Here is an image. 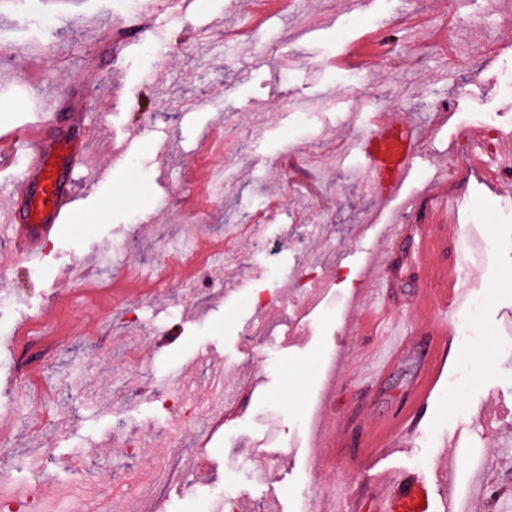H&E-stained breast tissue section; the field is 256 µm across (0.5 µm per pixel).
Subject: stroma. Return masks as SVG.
<instances>
[{"instance_id": "35a3bbf8", "label": "stroma", "mask_w": 512, "mask_h": 512, "mask_svg": "<svg viewBox=\"0 0 512 512\" xmlns=\"http://www.w3.org/2000/svg\"><path fill=\"white\" fill-rule=\"evenodd\" d=\"M298 0L259 23L251 0H158L146 30L139 0H0V131L55 99L83 102L91 170L75 178L79 211L33 264L0 233V472L50 512L112 502L123 512H207L213 491L238 512H326L322 483L366 493L376 478L415 474L397 512H443L449 487L471 512H512V496L473 492L512 475V177L461 153L471 129H512L499 72L512 64V0ZM125 26L124 49L98 35ZM95 67H88V59ZM466 123L435 122L442 101ZM380 111L420 134L401 195L383 203L365 173L356 113ZM436 225L448 244L382 301L428 327L422 288L480 286L484 303L458 339L416 429L392 448L338 440L370 426L423 368L409 355L366 391L356 374L373 340L355 325L396 235ZM480 225L488 262L461 234ZM111 265L95 264L105 244ZM93 264L94 284L55 276ZM41 342L19 345L26 316ZM39 370L24 399L17 361ZM249 393L210 430L215 373ZM174 381L194 410L157 391ZM317 414L318 426L304 423ZM481 458L443 483L458 449Z\"/></svg>"}]
</instances>
